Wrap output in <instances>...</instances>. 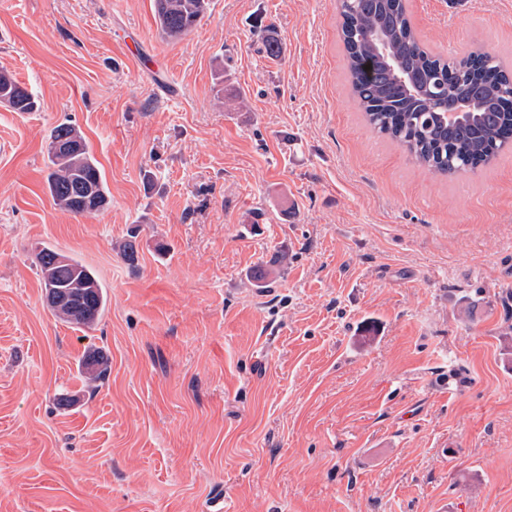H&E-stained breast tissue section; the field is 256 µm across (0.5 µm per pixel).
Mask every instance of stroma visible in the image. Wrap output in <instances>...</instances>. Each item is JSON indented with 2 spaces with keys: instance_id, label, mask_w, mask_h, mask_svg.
<instances>
[{
  "instance_id": "stroma-1",
  "label": "stroma",
  "mask_w": 512,
  "mask_h": 512,
  "mask_svg": "<svg viewBox=\"0 0 512 512\" xmlns=\"http://www.w3.org/2000/svg\"><path fill=\"white\" fill-rule=\"evenodd\" d=\"M406 8L433 53L512 70V0ZM346 65L337 0H212L177 39L154 0H0L38 101L0 105V512H512V152L433 174ZM62 122L101 212L48 192ZM42 246L106 288L95 326L52 314ZM80 364L91 382L104 380L109 373L108 357L101 350H88L82 355Z\"/></svg>"
}]
</instances>
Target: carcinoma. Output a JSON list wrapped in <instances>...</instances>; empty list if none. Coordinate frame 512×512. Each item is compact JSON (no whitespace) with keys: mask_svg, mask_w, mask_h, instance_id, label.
<instances>
[{"mask_svg":"<svg viewBox=\"0 0 512 512\" xmlns=\"http://www.w3.org/2000/svg\"><path fill=\"white\" fill-rule=\"evenodd\" d=\"M211 0H155L161 32L178 38L194 28ZM341 39L348 82L369 127L405 147L414 162L435 174L454 175L491 163L512 146V75L484 49L448 60L424 48L404 3L394 0H340ZM468 99L471 111L448 125L442 106ZM0 104L14 112H32V92L8 70L0 68ZM50 172L47 187L56 205L75 215L107 208L102 172L75 127L62 123L48 136ZM123 260L138 264L139 244L132 234L120 245ZM45 290L55 294L50 305L64 322L90 327L102 316L107 295L94 272L67 257L58 260L50 247L36 254ZM88 379L109 373L100 350L80 360Z\"/></svg>","mask_w":512,"mask_h":512,"instance_id":"carcinoma-1","label":"carcinoma"}]
</instances>
